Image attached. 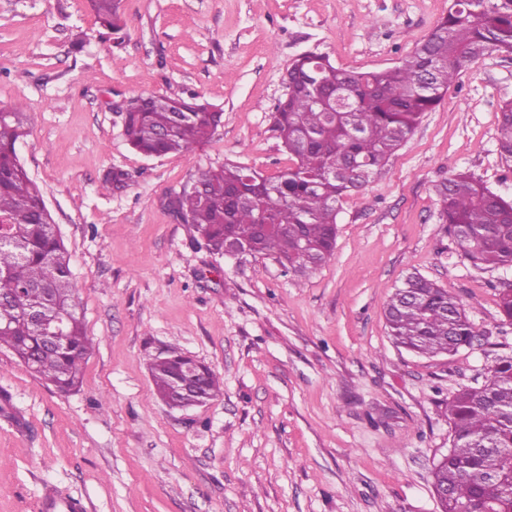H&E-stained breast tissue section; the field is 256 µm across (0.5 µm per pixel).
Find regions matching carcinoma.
<instances>
[{
    "label": "carcinoma",
    "mask_w": 512,
    "mask_h": 512,
    "mask_svg": "<svg viewBox=\"0 0 512 512\" xmlns=\"http://www.w3.org/2000/svg\"><path fill=\"white\" fill-rule=\"evenodd\" d=\"M100 36L124 41L120 0H88ZM512 54V0H449L448 11L413 54L393 68L355 72L328 56H299L288 67L287 92L273 114L293 161L277 176L226 163L201 172L198 194L170 201L214 253L233 238L248 256L264 255L287 270L310 275L332 256L338 204L363 189L407 141L424 113L433 110L467 66L489 52ZM124 135L139 153H190L205 145L223 112L193 96L147 95L130 99ZM29 117L19 107L0 117V347L6 346L35 375L60 391L78 387L92 349L77 310L70 257L43 196L20 163L17 142ZM497 146L512 164V102L500 107ZM130 181L114 169L109 189ZM440 215L465 258L475 267L512 269V199L491 191L468 172L435 187ZM42 313H68L56 347L42 338ZM499 313L512 321V284L499 292ZM389 333L422 356L452 353L472 343L473 323L456 298L436 282L411 275L385 305ZM184 354L170 349L150 361L161 398L182 405L207 402L221 392L205 368L185 383ZM451 446L434 472V486L448 489L442 512H512V356L501 357L479 387L448 399Z\"/></svg>",
    "instance_id": "carcinoma-1"
}]
</instances>
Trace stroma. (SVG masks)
Listing matches in <instances>:
<instances>
[{"label":"stroma","instance_id":"stroma-1","mask_svg":"<svg viewBox=\"0 0 512 512\" xmlns=\"http://www.w3.org/2000/svg\"><path fill=\"white\" fill-rule=\"evenodd\" d=\"M448 0H121L122 46L87 0H0V108L29 112L17 148L71 256L93 349L58 392L0 349V512L48 494L82 512H441L433 473L451 440L448 399L512 355L501 279L443 223L434 187L459 171L512 197L497 150L512 55L459 75L380 174L343 199L330 260L300 277L273 258L211 253L168 201L226 163L291 164L272 114L290 62L399 65ZM81 51H73L74 40ZM198 94L223 112L190 154L147 157L121 105ZM122 169L128 187L107 189ZM418 274L447 288L476 337L423 357L389 334L384 306ZM175 346L217 375L206 405L172 409L151 358Z\"/></svg>","mask_w":512,"mask_h":512}]
</instances>
